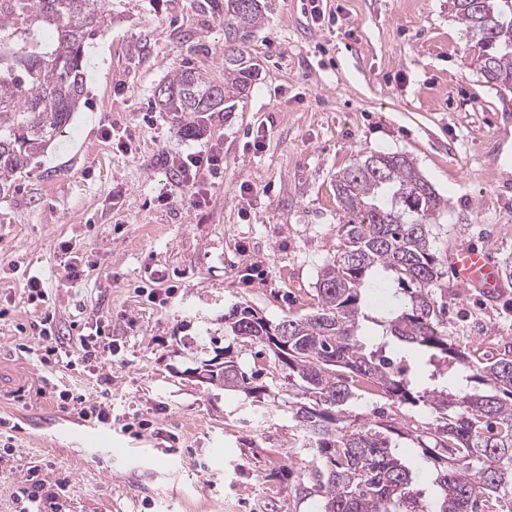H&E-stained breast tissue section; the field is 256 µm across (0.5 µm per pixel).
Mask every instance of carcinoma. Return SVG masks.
<instances>
[{"mask_svg":"<svg viewBox=\"0 0 512 512\" xmlns=\"http://www.w3.org/2000/svg\"><path fill=\"white\" fill-rule=\"evenodd\" d=\"M474 48L472 64L487 82L512 92V5L508 0H451ZM261 0H224V79L184 67L158 90L156 104L186 139L204 134L205 115L229 112L245 98L259 64L244 49L264 24ZM112 25L106 0H0V194L37 162L86 103L85 47ZM342 252L315 283L317 305L298 318L271 321L246 306L224 315V335L239 346H265L271 368L296 388L294 419L318 453L314 490L320 512H512V352L473 361L441 329L445 310L442 260L430 215L443 206L413 161L402 153L361 155L336 176ZM394 285L397 307L384 316L363 310L362 290L377 274ZM384 340L364 342L363 322ZM420 351L431 377L462 375L465 384L428 389L383 354L389 341ZM237 357L224 349L227 388L257 397ZM389 401L359 424L350 411L356 383ZM407 407L434 424L398 417ZM421 448L433 462L435 499L412 488L398 448Z\"/></svg>","mask_w":512,"mask_h":512,"instance_id":"carcinoma-1","label":"carcinoma"}]
</instances>
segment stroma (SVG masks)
<instances>
[{"mask_svg":"<svg viewBox=\"0 0 512 512\" xmlns=\"http://www.w3.org/2000/svg\"><path fill=\"white\" fill-rule=\"evenodd\" d=\"M450 0H274L247 49L260 65L247 98L184 139L154 105L191 66L220 76L224 14L208 0H111L112 25L86 49L88 102L0 196V512H19L29 462L66 483L65 512H316V464L268 352L239 354L270 394L256 399L192 371L232 344L224 315L248 305L276 321L315 304L321 266L344 247L339 171L358 154L405 153L448 202V249L512 266V94L470 63ZM224 150L200 171L194 208L166 155ZM70 242L80 274L67 276ZM40 275L47 302L28 298ZM450 340L484 359L512 343V277L492 296L446 274ZM74 352L100 327L111 360L43 366L20 352L41 313ZM89 401L108 397L130 456L108 468L57 444L77 414L38 395L46 372Z\"/></svg>","mask_w":512,"mask_h":512,"instance_id":"35a3bbf8","label":"stroma"}]
</instances>
